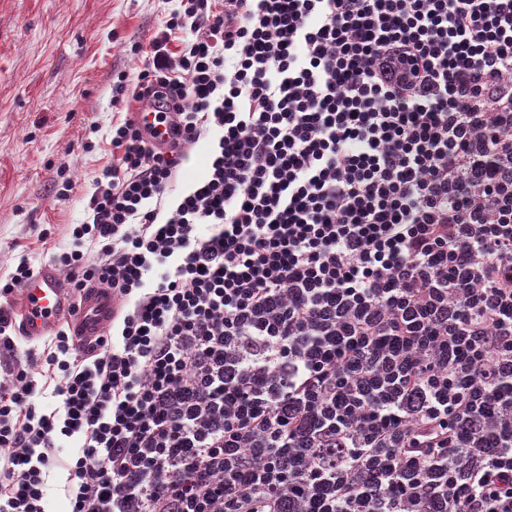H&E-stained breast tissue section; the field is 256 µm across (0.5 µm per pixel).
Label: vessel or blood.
I'll use <instances>...</instances> for the list:
<instances>
[{
  "mask_svg": "<svg viewBox=\"0 0 512 512\" xmlns=\"http://www.w3.org/2000/svg\"><path fill=\"white\" fill-rule=\"evenodd\" d=\"M115 302L109 291L95 288L81 302L71 299L69 283L51 265H43L24 283L16 324L19 336L36 344L53 335L61 323H69L75 335H106L112 324Z\"/></svg>",
  "mask_w": 512,
  "mask_h": 512,
  "instance_id": "obj_1",
  "label": "vessel or blood"
}]
</instances>
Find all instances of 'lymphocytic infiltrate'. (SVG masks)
<instances>
[{
    "instance_id": "f902f5d3",
    "label": "lymphocytic infiltrate",
    "mask_w": 512,
    "mask_h": 512,
    "mask_svg": "<svg viewBox=\"0 0 512 512\" xmlns=\"http://www.w3.org/2000/svg\"><path fill=\"white\" fill-rule=\"evenodd\" d=\"M141 56L182 138L113 125L54 258L107 336L0 306V512H512V0H183ZM211 139V136L204 138L188 152V158L177 174L172 187L173 191L168 196L167 202L204 177L208 166V151Z\"/></svg>"
}]
</instances>
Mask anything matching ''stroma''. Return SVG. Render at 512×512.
Segmentation results:
<instances>
[{
    "label": "stroma",
    "mask_w": 512,
    "mask_h": 512,
    "mask_svg": "<svg viewBox=\"0 0 512 512\" xmlns=\"http://www.w3.org/2000/svg\"><path fill=\"white\" fill-rule=\"evenodd\" d=\"M179 0H0V274L51 263L112 163V81ZM93 150H84V142ZM76 185L60 191L62 177ZM47 241H40L41 232Z\"/></svg>",
    "instance_id": "35a3bbf8"
}]
</instances>
